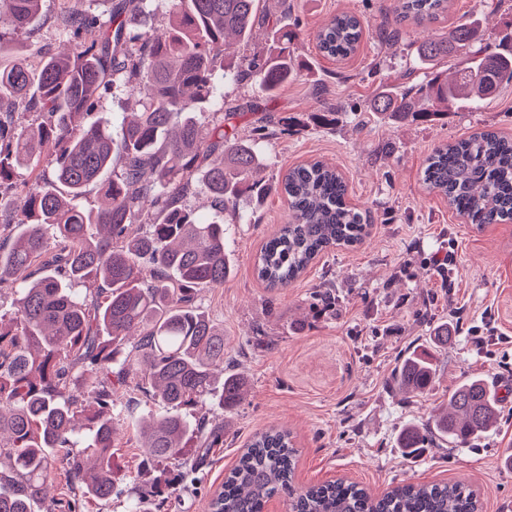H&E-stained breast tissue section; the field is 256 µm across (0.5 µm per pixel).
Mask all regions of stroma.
Returning a JSON list of instances; mask_svg holds the SVG:
<instances>
[{
    "mask_svg": "<svg viewBox=\"0 0 512 512\" xmlns=\"http://www.w3.org/2000/svg\"><path fill=\"white\" fill-rule=\"evenodd\" d=\"M388 4L289 0L295 53L304 64L295 80L272 98L246 83L224 85L226 99L243 112L240 134L263 153L268 180L325 161L345 177L351 204L370 209L374 222L363 244L328 251L291 286L270 292L254 275V257L288 221V204L274 193L258 205L241 201L246 221L225 227L234 273L223 287L200 289L198 301L224 331L225 367L243 374L250 390L228 414L207 404L226 423L223 445L205 454L185 449L196 468L161 512H210L243 445L272 425L295 437L297 485L345 478L380 494L401 482L461 481L477 492L481 512H512V224H468L420 180L441 144L482 129L512 135V83L481 109L428 123H387L370 108L383 89L425 80L416 50L448 28L472 24L484 45L512 35V0H453L445 21L408 27L393 47L378 38ZM61 7L62 0H43L37 24L17 45L31 53L63 50L55 23ZM341 11L360 15L370 29L358 52L339 63L318 53L315 34ZM324 111L335 112V123L311 121V113ZM437 252L448 256L447 274L432 263ZM326 292L335 298L328 312ZM441 322L455 329L445 347L431 336ZM410 351L435 369L420 396L390 382ZM472 375L502 400L496 428L466 448H401L403 427L424 422Z\"/></svg>",
    "mask_w": 512,
    "mask_h": 512,
    "instance_id": "1",
    "label": "stroma"
}]
</instances>
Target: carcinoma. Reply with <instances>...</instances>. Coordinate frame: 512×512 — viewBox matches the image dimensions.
<instances>
[{"mask_svg":"<svg viewBox=\"0 0 512 512\" xmlns=\"http://www.w3.org/2000/svg\"><path fill=\"white\" fill-rule=\"evenodd\" d=\"M261 0H168L171 27L149 35L155 0H113L105 21L63 0L57 17L74 43L68 53L31 58L7 38L31 27L41 0H0V284H17L12 316L0 315V512H53L51 479L65 471L73 490L67 512L88 498L122 495L115 478L120 415L112 413L115 386L144 388L152 406L137 420L143 464L128 476L135 498L128 512H149L183 479V449L224 441V424L191 412L209 399L224 409L246 393L243 376L224 369V332L196 305L202 288L224 285L225 218H200L186 206L203 188L223 213L242 198L282 195L290 220L255 255L257 279L269 291L286 288L331 247L362 243L370 211L347 200V184L333 166L310 161L276 182L251 140L238 135L236 107H224V83L256 82L272 97L297 74L285 17L258 16ZM451 0H393V21L379 35L395 43L405 25L437 22ZM271 27L266 51L240 55L256 20ZM366 34L363 18L334 15L315 35L319 53L342 61ZM429 77L405 94L383 91L376 112L415 121L439 120L459 108L481 107L512 82V56L487 44L474 48L473 31L458 25L420 46ZM457 60L454 79L437 65ZM124 88L140 111L118 123L84 116L102 95ZM218 109L203 123L198 105ZM34 112L23 126L17 112ZM47 158L50 176L11 181L19 167ZM427 193L471 223L512 222V138L482 130L436 148L422 170ZM92 185L104 204L84 211L75 201ZM99 227L88 236V226ZM99 287H76L87 283ZM432 364L411 352L392 375L399 390L420 395ZM501 399L480 377L448 395V407L411 424L401 447L439 440L465 448L493 429ZM90 437L78 446L77 421ZM299 449L290 430L271 426L243 448L211 502L212 512H263L276 496L290 512H480L477 495L462 483L404 484L375 495L338 479L294 485Z\"/></svg>","mask_w":512,"mask_h":512,"instance_id":"carcinoma-1","label":"carcinoma"}]
</instances>
